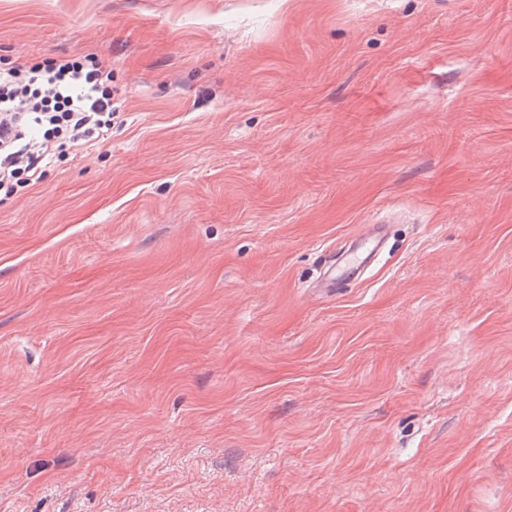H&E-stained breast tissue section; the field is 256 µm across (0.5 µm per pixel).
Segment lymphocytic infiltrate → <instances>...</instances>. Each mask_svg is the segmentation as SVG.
<instances>
[{"mask_svg": "<svg viewBox=\"0 0 512 512\" xmlns=\"http://www.w3.org/2000/svg\"><path fill=\"white\" fill-rule=\"evenodd\" d=\"M112 71L96 58L0 67V197L41 182L63 151L112 132Z\"/></svg>", "mask_w": 512, "mask_h": 512, "instance_id": "obj_1", "label": "lymphocytic infiltrate"}]
</instances>
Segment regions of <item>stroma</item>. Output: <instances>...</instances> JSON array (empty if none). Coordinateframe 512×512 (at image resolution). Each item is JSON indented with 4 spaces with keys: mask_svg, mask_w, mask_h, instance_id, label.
Instances as JSON below:
<instances>
[{
    "mask_svg": "<svg viewBox=\"0 0 512 512\" xmlns=\"http://www.w3.org/2000/svg\"><path fill=\"white\" fill-rule=\"evenodd\" d=\"M86 54L111 136L0 203V512H512V0H0ZM370 225H367L363 231L357 234L353 250L345 255L333 258L328 266L330 279H335L332 275V269L337 265H343L347 269L348 277H356L361 274L364 267L376 256L380 249V241L370 235ZM361 248L363 249L362 251Z\"/></svg>",
    "mask_w": 512,
    "mask_h": 512,
    "instance_id": "1",
    "label": "stroma"
}]
</instances>
